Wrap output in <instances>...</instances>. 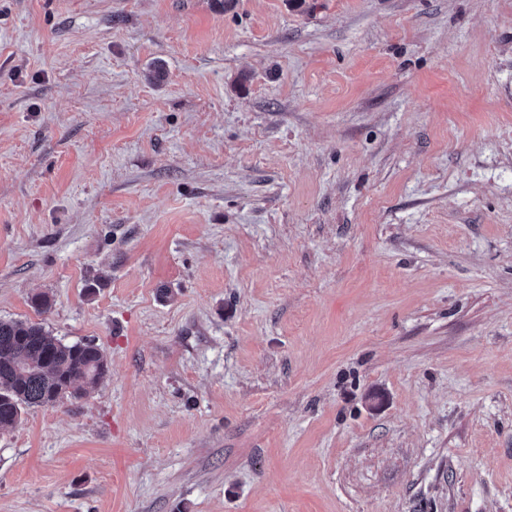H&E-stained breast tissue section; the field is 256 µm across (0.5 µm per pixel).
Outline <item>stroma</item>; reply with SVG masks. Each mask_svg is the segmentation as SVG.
Wrapping results in <instances>:
<instances>
[{
    "label": "stroma",
    "mask_w": 512,
    "mask_h": 512,
    "mask_svg": "<svg viewBox=\"0 0 512 512\" xmlns=\"http://www.w3.org/2000/svg\"><path fill=\"white\" fill-rule=\"evenodd\" d=\"M0 320V512H512V0H0ZM109 371L93 342L65 344L39 323L0 320V429L30 407L79 398Z\"/></svg>",
    "instance_id": "35a3bbf8"
}]
</instances>
